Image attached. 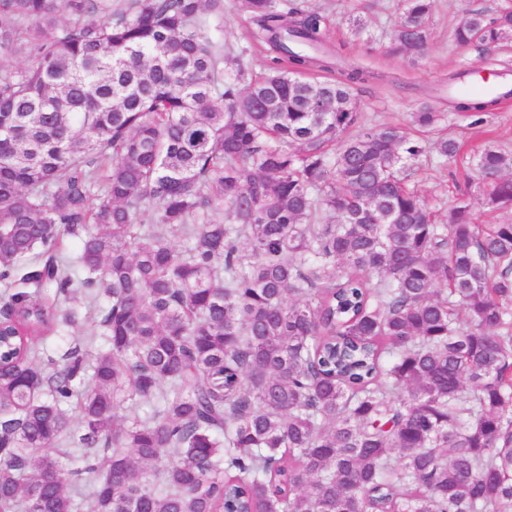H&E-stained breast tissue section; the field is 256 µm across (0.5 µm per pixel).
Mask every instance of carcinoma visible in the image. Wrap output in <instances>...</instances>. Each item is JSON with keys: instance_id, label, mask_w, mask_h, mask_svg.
<instances>
[{"instance_id": "1", "label": "carcinoma", "mask_w": 512, "mask_h": 512, "mask_svg": "<svg viewBox=\"0 0 512 512\" xmlns=\"http://www.w3.org/2000/svg\"><path fill=\"white\" fill-rule=\"evenodd\" d=\"M223 9L0 0V60L32 58L0 74V282L34 287L0 327V512H77L71 475L91 512H512V219L474 223L468 194L436 222L409 178L456 159L446 136L336 145L365 74L318 76L319 13L237 0L258 74L224 70ZM434 10L401 0L398 50H425ZM454 38L511 41L512 11ZM468 184L512 207V152L485 146ZM77 283L107 298L103 345L57 360L35 345L78 322Z\"/></svg>"}]
</instances>
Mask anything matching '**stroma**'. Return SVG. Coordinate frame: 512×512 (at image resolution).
<instances>
[{"label":"stroma","instance_id":"obj_1","mask_svg":"<svg viewBox=\"0 0 512 512\" xmlns=\"http://www.w3.org/2000/svg\"><path fill=\"white\" fill-rule=\"evenodd\" d=\"M224 3L222 14L209 16V32L213 40L231 48L232 55L226 61L231 71L237 66L235 54L244 46L252 23L233 9V0ZM304 5L329 18L331 77L342 79L344 72L355 68L367 73L365 81L350 86L351 102L361 125L405 124L412 112L427 103L444 113L439 128L461 144L463 153L490 143L512 152V100L499 102L478 121L451 108L449 94L457 79L472 84L481 74L494 81L512 74V44L501 48L477 43L460 46L452 37L465 11L479 10L492 18L502 10H512V0H438L430 23L429 47L423 55L413 57L392 50V22L400 0H304ZM355 15L364 23L358 33L349 24ZM412 182L440 219L457 197L468 191L462 164L434 155L423 159Z\"/></svg>","mask_w":512,"mask_h":512}]
</instances>
